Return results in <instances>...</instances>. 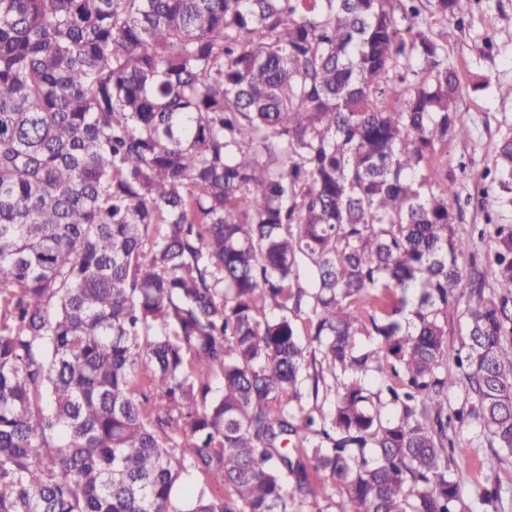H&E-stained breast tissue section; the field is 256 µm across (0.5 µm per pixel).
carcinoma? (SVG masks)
I'll return each instance as SVG.
<instances>
[{"mask_svg":"<svg viewBox=\"0 0 512 512\" xmlns=\"http://www.w3.org/2000/svg\"><path fill=\"white\" fill-rule=\"evenodd\" d=\"M474 2L0 0V512H461L466 424L500 512L512 224L488 288L445 188ZM463 306L459 310L448 314V349L454 352L460 348L461 342L466 336V322L461 314Z\"/></svg>","mask_w":512,"mask_h":512,"instance_id":"1","label":"carcinoma"}]
</instances>
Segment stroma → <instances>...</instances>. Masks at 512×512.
<instances>
[{"label":"stroma","mask_w":512,"mask_h":512,"mask_svg":"<svg viewBox=\"0 0 512 512\" xmlns=\"http://www.w3.org/2000/svg\"><path fill=\"white\" fill-rule=\"evenodd\" d=\"M488 35L494 41L490 50L484 42ZM448 61L460 76V117L471 130L469 139L448 144V197L459 213L458 234L475 240V265L488 272L495 249L490 225L512 224V209L494 206L491 196L497 186L485 176L497 143L512 136V98L498 92L499 86L512 85V0H480L474 5L469 26L448 39ZM483 455L478 448L456 462L463 512H483Z\"/></svg>","instance_id":"obj_1"}]
</instances>
